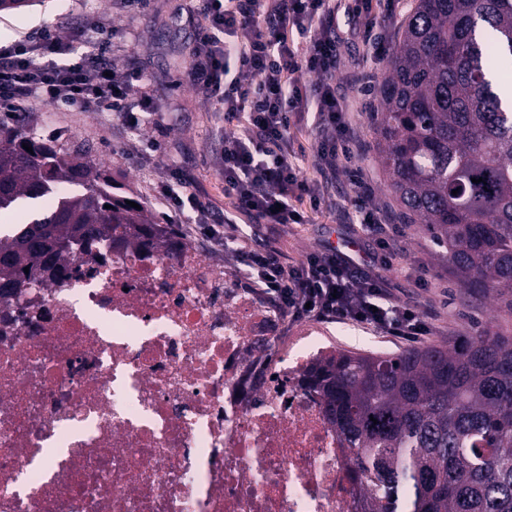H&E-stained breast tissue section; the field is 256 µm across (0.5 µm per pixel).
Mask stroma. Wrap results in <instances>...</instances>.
Segmentation results:
<instances>
[{"label": "stroma", "instance_id": "obj_1", "mask_svg": "<svg viewBox=\"0 0 512 512\" xmlns=\"http://www.w3.org/2000/svg\"><path fill=\"white\" fill-rule=\"evenodd\" d=\"M110 21L114 50L120 66L146 78L147 92L155 112L164 123L146 127L140 137L157 142V165L143 167L123 155L130 131L116 116L86 107L68 112L45 101L27 105L34 122L30 129L40 136H53L65 149L84 148L88 158L104 165L112 178L141 200L154 217L165 212L164 202L153 191L158 170L178 169L194 179V191L213 211L214 223L231 219L247 228L245 215L236 213L224 196V179L216 163L224 122L215 102L202 90L191 87L183 74L192 60L196 33L202 16L189 13L183 0H148L146 8L129 10L119 0H40L39 4L0 13V42L11 43L45 26L68 35L72 28ZM387 57L369 56L347 49L336 73V88L347 101L351 117L361 129V141L353 147L351 168L364 170L374 187V203L386 209L397 202L388 189V177L376 159L375 128L380 119L377 93L362 83L365 74L382 79ZM306 224L281 227L278 248L290 261L328 244L356 243V259H364L369 246L358 225L348 223L341 212L323 207L310 211ZM388 234L398 236L400 251L387 276L396 296H412L429 315V335L418 345L455 343L483 330L512 336V308L488 296L470 298L458 288L448 267L436 259L437 249L417 224H391ZM328 344L355 352L395 353L408 340L388 336L350 322L320 324Z\"/></svg>", "mask_w": 512, "mask_h": 512}]
</instances>
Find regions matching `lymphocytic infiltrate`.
<instances>
[{
    "mask_svg": "<svg viewBox=\"0 0 512 512\" xmlns=\"http://www.w3.org/2000/svg\"><path fill=\"white\" fill-rule=\"evenodd\" d=\"M400 0H359L358 27L366 54L385 55L383 31ZM207 24L196 37L188 84L206 91L224 113L230 131L222 141L218 167L224 195L237 211L253 218L252 236L237 225L206 223L208 206L187 190L189 177L174 173L162 182L170 218L193 212L204 234L233 251L238 272L259 299L294 319L350 321L390 336L426 335L429 324L416 304L395 299L386 276L398 252L383 238L389 213L373 202V190L353 177L345 211L373 246L358 261L336 248L284 261L269 236L275 226L303 224L307 208H319L328 184L348 158L353 132L348 109L336 91L344 39L336 24L340 0H194ZM86 51L75 54V43ZM314 74L312 82L300 72ZM141 74L115 68L106 28L81 27L69 38L42 28L33 39L0 46V106L17 98H39L61 108L95 105L124 124L153 122L155 114L140 92ZM310 114L318 133L312 154L291 148L292 116ZM311 163L321 179L301 178Z\"/></svg>",
    "mask_w": 512,
    "mask_h": 512,
    "instance_id": "f902f5d3",
    "label": "lymphocytic infiltrate"
}]
</instances>
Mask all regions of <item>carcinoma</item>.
Masks as SVG:
<instances>
[{
	"mask_svg": "<svg viewBox=\"0 0 512 512\" xmlns=\"http://www.w3.org/2000/svg\"><path fill=\"white\" fill-rule=\"evenodd\" d=\"M509 61L512 0H416L376 133L401 215L422 225L459 287L512 305V107L496 85ZM44 200L46 211L0 234L1 297L55 279L61 261L115 229L127 246L178 237L80 151L0 120V211ZM307 383L371 477L370 512H512V337L338 350Z\"/></svg>",
	"mask_w": 512,
	"mask_h": 512,
	"instance_id": "1",
	"label": "carcinoma"
}]
</instances>
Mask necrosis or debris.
Returning <instances> with one entry per match:
<instances>
[{
    "instance_id": "necrosis-or-debris-1",
    "label": "necrosis or debris",
    "mask_w": 512,
    "mask_h": 512,
    "mask_svg": "<svg viewBox=\"0 0 512 512\" xmlns=\"http://www.w3.org/2000/svg\"><path fill=\"white\" fill-rule=\"evenodd\" d=\"M327 351L193 244L100 239L0 298V512H368Z\"/></svg>"
}]
</instances>
